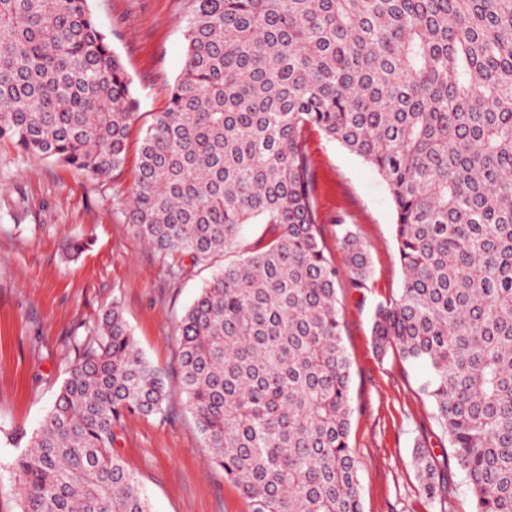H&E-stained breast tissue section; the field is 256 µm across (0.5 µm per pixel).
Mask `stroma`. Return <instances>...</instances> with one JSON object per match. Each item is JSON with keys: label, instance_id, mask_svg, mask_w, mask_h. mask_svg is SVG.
Instances as JSON below:
<instances>
[{"label": "stroma", "instance_id": "obj_1", "mask_svg": "<svg viewBox=\"0 0 512 512\" xmlns=\"http://www.w3.org/2000/svg\"><path fill=\"white\" fill-rule=\"evenodd\" d=\"M120 57L138 102L126 162L108 180L0 142V512H20L12 463L68 377L73 335H86L119 303L145 357L171 386L166 416H124L112 452L138 479L152 512H248V504L209 464L186 397L178 388L177 324L209 278L205 268L175 280L169 259L144 245L128 222V202L141 139L165 111L185 60L190 0H88ZM315 205L327 255L340 274L343 343L351 365L349 446L357 462L363 512H429L416 452L428 450L454 488L448 512H472L473 498L457 468L431 403L419 396L423 366L389 353L371 338L376 307L395 295L402 272L395 210L385 181L339 143L311 135ZM370 258L366 287L353 285L341 225ZM87 242L74 259L67 249Z\"/></svg>", "mask_w": 512, "mask_h": 512}]
</instances>
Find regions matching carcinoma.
<instances>
[{"label": "carcinoma", "instance_id": "carcinoma-1", "mask_svg": "<svg viewBox=\"0 0 512 512\" xmlns=\"http://www.w3.org/2000/svg\"><path fill=\"white\" fill-rule=\"evenodd\" d=\"M185 63L147 128L128 208L179 279L224 258L178 324L179 388L249 512H362L350 364L307 150L316 131L386 182L404 272L376 352L420 392L473 512H512V0H192ZM137 100L88 0H0V140L96 179L122 169ZM267 225L230 259L244 226ZM343 228L362 288L369 260ZM69 377L15 461L21 512H150L112 454L165 376L118 304L75 336ZM446 512L451 485L422 451Z\"/></svg>", "mask_w": 512, "mask_h": 512}]
</instances>
